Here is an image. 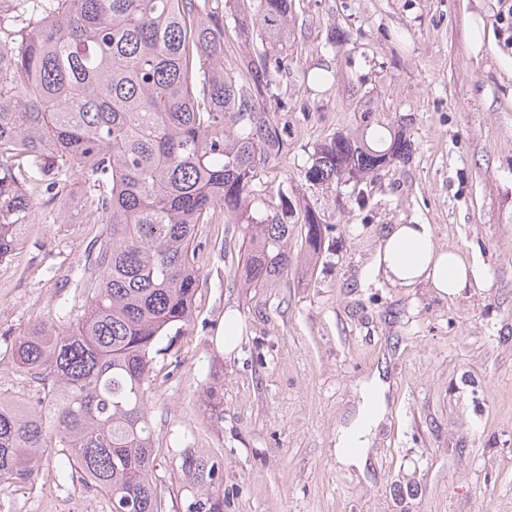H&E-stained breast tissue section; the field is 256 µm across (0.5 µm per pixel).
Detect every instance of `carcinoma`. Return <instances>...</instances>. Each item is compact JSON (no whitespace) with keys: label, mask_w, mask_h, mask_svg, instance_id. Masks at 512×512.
Here are the masks:
<instances>
[{"label":"carcinoma","mask_w":512,"mask_h":512,"mask_svg":"<svg viewBox=\"0 0 512 512\" xmlns=\"http://www.w3.org/2000/svg\"><path fill=\"white\" fill-rule=\"evenodd\" d=\"M22 19L0 11V262L39 211L81 190L88 223L102 224L64 304L18 336L17 362L42 385L22 404L0 393V485L31 480L52 448L70 477L108 497L110 512H162L153 479L146 384L159 339L193 317L202 226L224 209L245 225L237 274L259 288L288 273L295 224L304 250L322 252L328 227L306 211H258V168L283 154L264 97L282 68L289 0H254L236 16L262 49L242 80L224 75L230 0H27ZM338 132L312 155L306 178L353 184L410 152L401 128L375 120ZM47 176L29 187L30 170ZM66 171L71 181L57 178ZM197 480L187 512H224L219 462L190 448Z\"/></svg>","instance_id":"1"}]
</instances>
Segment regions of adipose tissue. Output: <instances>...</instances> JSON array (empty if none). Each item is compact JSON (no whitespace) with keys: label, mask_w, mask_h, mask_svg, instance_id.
Listing matches in <instances>:
<instances>
[{"label":"adipose tissue","mask_w":512,"mask_h":512,"mask_svg":"<svg viewBox=\"0 0 512 512\" xmlns=\"http://www.w3.org/2000/svg\"><path fill=\"white\" fill-rule=\"evenodd\" d=\"M368 273L398 285L426 281L438 292L451 296L480 279L477 265L459 250L435 247L429 224L392 225L379 239ZM387 389L377 377L365 385L357 417L343 430L339 447L367 446L372 428L385 411Z\"/></svg>","instance_id":"obj_1"}]
</instances>
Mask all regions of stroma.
<instances>
[{
	"label": "stroma",
	"instance_id": "35a3bbf8",
	"mask_svg": "<svg viewBox=\"0 0 512 512\" xmlns=\"http://www.w3.org/2000/svg\"><path fill=\"white\" fill-rule=\"evenodd\" d=\"M490 44L470 48L473 17ZM286 69L266 105L288 152L261 174L270 206L287 196L333 231L316 264L295 259L264 288L234 277L244 227L218 217L198 253L190 325L159 343L148 389L153 473L164 512L193 491L180 452L218 457L224 512H512V0H292ZM328 73L323 82L317 73ZM401 121L408 161L382 169L357 203L350 186L305 177L316 146L356 126L360 97ZM44 214L0 262V393H42L12 346L55 299L101 227ZM394 224H429L483 282L453 297L420 282L360 285ZM241 330L225 351L224 320ZM381 375L387 413L364 464L336 442L357 414L361 382ZM221 386L219 410L205 398ZM64 452L34 479L0 486V512H108L97 488L63 477Z\"/></svg>",
	"mask_w": 512,
	"mask_h": 512
}]
</instances>
